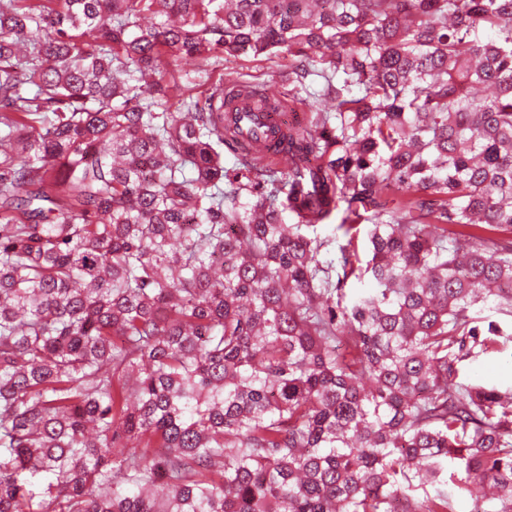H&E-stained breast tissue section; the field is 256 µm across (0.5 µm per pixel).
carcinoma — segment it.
Listing matches in <instances>:
<instances>
[{
	"mask_svg": "<svg viewBox=\"0 0 512 512\" xmlns=\"http://www.w3.org/2000/svg\"><path fill=\"white\" fill-rule=\"evenodd\" d=\"M511 340L512 0L0 3V512H512ZM288 70V57L283 55L274 57L272 60L264 58H253L252 56L242 55L238 57H224L219 63H215L210 71V83H217L228 72H237L241 74L246 82L251 85L261 86L264 91L271 95V100L280 104L281 110L292 115L299 114L305 110V106L296 98L288 96V93L282 85L280 78L269 79L267 74L272 71ZM231 102V105L228 103ZM224 112H239V120L257 135L270 136V128L277 125L275 113L270 112L268 105L259 102V97L251 91H242L239 94L226 96ZM510 344L505 352L485 357L467 368L463 373V379H480L484 382L501 386L512 385V362L509 363Z\"/></svg>",
	"mask_w": 512,
	"mask_h": 512,
	"instance_id": "cac0c4a2",
	"label": "carcinoma"
}]
</instances>
